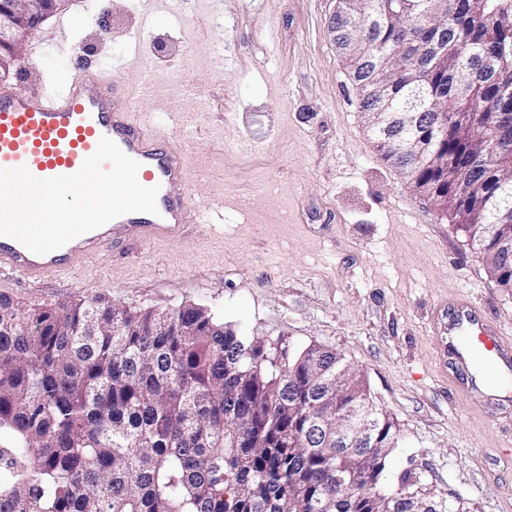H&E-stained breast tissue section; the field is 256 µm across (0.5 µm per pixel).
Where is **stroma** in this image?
Returning a JSON list of instances; mask_svg holds the SVG:
<instances>
[{"mask_svg": "<svg viewBox=\"0 0 512 512\" xmlns=\"http://www.w3.org/2000/svg\"><path fill=\"white\" fill-rule=\"evenodd\" d=\"M143 2L66 0L8 80L52 87L68 50L91 58L137 112L189 135V190L212 222L38 285L6 277L8 295L199 305L243 336L336 350L400 429L389 487L408 472L450 512H512V401L465 391L444 351L449 297L512 340V294L383 160L329 31L336 0H163L136 40Z\"/></svg>", "mask_w": 512, "mask_h": 512, "instance_id": "obj_1", "label": "stroma"}]
</instances>
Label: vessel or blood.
<instances>
[{
	"label": "vessel or blood",
	"mask_w": 512,
	"mask_h": 512,
	"mask_svg": "<svg viewBox=\"0 0 512 512\" xmlns=\"http://www.w3.org/2000/svg\"><path fill=\"white\" fill-rule=\"evenodd\" d=\"M71 71L53 88L0 85V168L23 166L42 179L71 175L107 137L139 162L141 185L158 187V212L122 215L42 255L0 236V273L32 283L72 272L104 248L117 251L173 239L186 225L206 221L188 191L192 155L183 140L136 115L131 97L93 62L72 56ZM448 308L449 335L463 334L470 342L466 358L512 364V344L481 320L468 297L450 300Z\"/></svg>",
	"instance_id": "b4317fda"
}]
</instances>
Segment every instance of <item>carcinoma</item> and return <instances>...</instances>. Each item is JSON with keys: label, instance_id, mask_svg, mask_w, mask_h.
<instances>
[{"label": "carcinoma", "instance_id": "cac0c4a2", "mask_svg": "<svg viewBox=\"0 0 512 512\" xmlns=\"http://www.w3.org/2000/svg\"><path fill=\"white\" fill-rule=\"evenodd\" d=\"M349 2L370 52L416 38L420 79L388 64L379 101L377 67L336 32L360 111L418 118L377 139L383 159L511 291L512 0H448L442 27L429 0ZM435 106L456 115L445 130ZM487 127L500 148L483 140ZM360 404L366 387L340 353L247 340L204 307L132 311L97 297L22 310L0 294V512H408L400 495L413 484L384 485L398 443L390 414L376 410L366 447L325 436Z\"/></svg>", "mask_w": 512, "mask_h": 512}]
</instances>
